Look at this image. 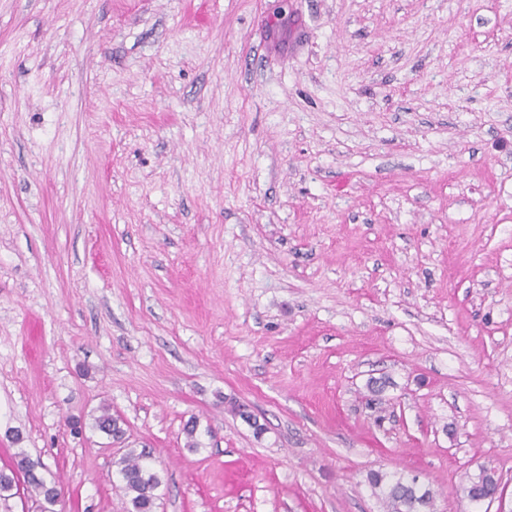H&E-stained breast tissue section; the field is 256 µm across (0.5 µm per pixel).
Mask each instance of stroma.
I'll list each match as a JSON object with an SVG mask.
<instances>
[{"label": "stroma", "instance_id": "1", "mask_svg": "<svg viewBox=\"0 0 512 512\" xmlns=\"http://www.w3.org/2000/svg\"><path fill=\"white\" fill-rule=\"evenodd\" d=\"M133 449L156 512H512V0H0L11 512H126ZM93 427L113 440H120L124 435L120 419L112 416L109 409H103L102 414L94 419ZM145 452L131 450L120 462L121 489L127 497L128 512H155L161 477L144 460ZM20 457L21 458L16 464V469H13L12 471L15 473H22L27 479L24 482L27 488L30 487L37 496L42 497L46 504H55L56 496H53L52 493L55 490L60 491L57 482L52 479L48 480L40 471L32 472V465L34 466V469H39L42 467V463H31L23 453ZM500 485V478L496 476L494 469H483L477 476L469 480L463 487V492L472 503H480L492 497L499 490ZM502 495L503 490H499L489 501L500 499ZM368 481L378 490L386 512H432L433 492L420 486L416 477L377 471L370 474Z\"/></svg>", "mask_w": 512, "mask_h": 512}]
</instances>
